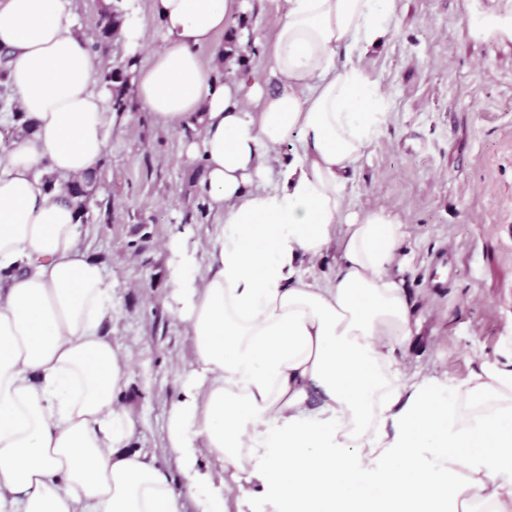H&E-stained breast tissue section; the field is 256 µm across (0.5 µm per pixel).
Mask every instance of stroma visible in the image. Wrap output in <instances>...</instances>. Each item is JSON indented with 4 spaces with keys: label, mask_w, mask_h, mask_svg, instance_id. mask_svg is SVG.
Returning a JSON list of instances; mask_svg holds the SVG:
<instances>
[{
    "label": "stroma",
    "mask_w": 512,
    "mask_h": 512,
    "mask_svg": "<svg viewBox=\"0 0 512 512\" xmlns=\"http://www.w3.org/2000/svg\"><path fill=\"white\" fill-rule=\"evenodd\" d=\"M388 39L363 66L387 121L346 188L352 211L386 208L403 226L400 274L414 305L403 366L451 386L484 363L512 358V0H397ZM284 0H252L228 34L254 38L241 67L269 65ZM145 50L100 51L107 68L145 65L160 49L144 17ZM114 116L93 203L81 226L88 255L112 281L102 328L130 353L120 400L138 423L131 448L146 452L175 489L184 477L166 446L181 373L194 358L186 324L170 307L181 268L167 244L182 234L200 265L221 231L196 191L202 161L182 153L190 130L160 123L129 96Z\"/></svg>",
    "instance_id": "stroma-1"
}]
</instances>
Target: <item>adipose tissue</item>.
<instances>
[{
  "label": "adipose tissue",
  "instance_id": "adipose-tissue-1",
  "mask_svg": "<svg viewBox=\"0 0 512 512\" xmlns=\"http://www.w3.org/2000/svg\"><path fill=\"white\" fill-rule=\"evenodd\" d=\"M260 78L204 67L242 0H149L162 46L132 84L172 128H196L198 194L221 216L206 270L182 235L173 300L195 361L167 423L177 492L118 400L130 366L101 329L112 282L80 244L63 191L42 176L91 172L112 129L99 59L74 0H0V46L34 135L0 152V512H225L261 490L276 512H512V360L448 393L402 381L413 305L400 278L403 224L348 213L347 176L387 115L360 65L396 0H285ZM297 145L278 173L267 162ZM336 249L323 285L302 260ZM219 473H203L200 458Z\"/></svg>",
  "mask_w": 512,
  "mask_h": 512
}]
</instances>
